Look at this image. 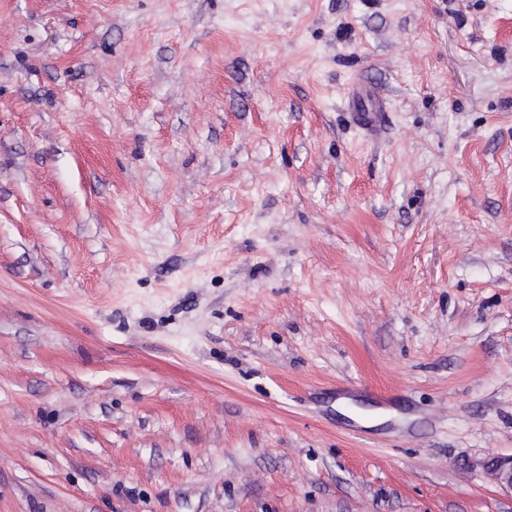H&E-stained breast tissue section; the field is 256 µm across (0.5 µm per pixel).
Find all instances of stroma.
I'll use <instances>...</instances> for the list:
<instances>
[{
  "mask_svg": "<svg viewBox=\"0 0 512 512\" xmlns=\"http://www.w3.org/2000/svg\"><path fill=\"white\" fill-rule=\"evenodd\" d=\"M509 455L512 0H0V512H512ZM486 468L502 488L512 492V455L492 457L486 462Z\"/></svg>",
  "mask_w": 512,
  "mask_h": 512,
  "instance_id": "obj_1",
  "label": "stroma"
}]
</instances>
